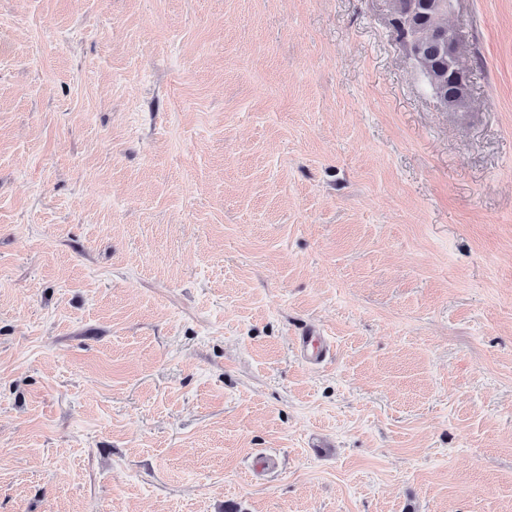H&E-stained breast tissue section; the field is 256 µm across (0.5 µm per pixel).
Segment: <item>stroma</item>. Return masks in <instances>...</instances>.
<instances>
[{"label":"stroma","instance_id":"obj_1","mask_svg":"<svg viewBox=\"0 0 512 512\" xmlns=\"http://www.w3.org/2000/svg\"><path fill=\"white\" fill-rule=\"evenodd\" d=\"M394 5L0 0V512H512V0ZM417 3L415 10H410L411 2ZM448 1L449 0H395L392 18V32L398 42L409 48L411 54L420 59L424 69L423 74L431 91L437 96L441 105L444 102L438 94L439 87L434 83L432 72H436L441 79L444 97L454 91L448 83V75L452 77L457 91L470 94V77L460 65L458 52L463 42L456 31H451L450 37L456 43L457 50L453 59L455 65L448 68V46L437 40L435 32L448 29ZM297 346L303 356L310 361L318 362L330 355V346L327 345L325 336H320L312 329L297 337Z\"/></svg>","mask_w":512,"mask_h":512}]
</instances>
